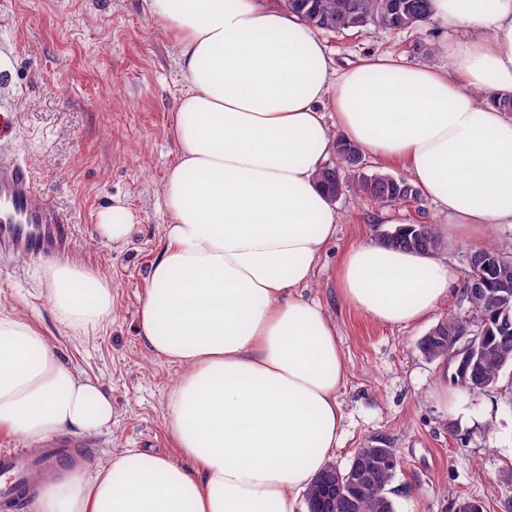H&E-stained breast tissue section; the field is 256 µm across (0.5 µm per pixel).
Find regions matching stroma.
Returning <instances> with one entry per match:
<instances>
[{"instance_id":"35a3bbf8","label":"stroma","mask_w":512,"mask_h":512,"mask_svg":"<svg viewBox=\"0 0 512 512\" xmlns=\"http://www.w3.org/2000/svg\"><path fill=\"white\" fill-rule=\"evenodd\" d=\"M458 28L432 18L389 31L374 25L320 31L339 66L390 53L412 64L443 65L442 41ZM187 86L179 51L149 0H0V149L26 160L46 197L67 219L69 259L112 282L110 318L76 337L57 323L42 290L46 260L17 255L0 265V304L25 315L74 373L98 381L112 400L110 429L84 434L91 462L126 448L176 456L163 425L178 366L141 342L145 276L166 245L171 218L162 186L178 155L173 136ZM339 224L303 295L336 325L349 372L340 401L344 437L332 461L355 449L391 448L400 460L391 496L397 512H456L477 498L505 512L512 493V367L478 395H464L468 419L439 402V364L419 343L439 322L463 314L470 240L446 242L456 280L448 298L418 323L382 325L351 309L337 268L345 252L392 231L389 206L351 192L336 198ZM124 207L135 228L104 239L101 212Z\"/></svg>"}]
</instances>
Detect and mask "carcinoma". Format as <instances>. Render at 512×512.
I'll return each instance as SVG.
<instances>
[{"label": "carcinoma", "mask_w": 512, "mask_h": 512, "mask_svg": "<svg viewBox=\"0 0 512 512\" xmlns=\"http://www.w3.org/2000/svg\"><path fill=\"white\" fill-rule=\"evenodd\" d=\"M289 12L300 16L315 29L340 31L375 25L388 30L411 28L427 22L431 17V0H283ZM364 151L357 145L337 142L336 161L318 173L321 187L329 194L339 196L343 191L383 205H399L419 197V191L405 178L391 173L363 171ZM397 234L391 246L405 251L441 252L444 242L429 224H417L414 229L395 227ZM470 254L480 258L491 256L494 263L486 272L488 285L476 292L464 289L469 309L488 315L483 329L463 324L456 318L441 321L435 335L442 337L443 345L453 347L459 338L472 340V370L478 382L492 387L502 371L512 365V310L507 312L498 304L500 296L512 294V257L489 247H478ZM377 449L360 448L356 456L366 457L371 463L362 467L349 462L345 469L351 472L345 496L336 499V512H396L390 485L397 468L376 459ZM384 487L382 496L372 491L373 486Z\"/></svg>", "instance_id": "1"}]
</instances>
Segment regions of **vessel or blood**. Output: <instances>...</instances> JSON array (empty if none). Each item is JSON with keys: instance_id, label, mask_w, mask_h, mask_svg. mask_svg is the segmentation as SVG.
Wrapping results in <instances>:
<instances>
[{"instance_id": "1", "label": "vessel or blood", "mask_w": 512, "mask_h": 512, "mask_svg": "<svg viewBox=\"0 0 512 512\" xmlns=\"http://www.w3.org/2000/svg\"><path fill=\"white\" fill-rule=\"evenodd\" d=\"M69 249L66 221L44 197L32 169L20 160L0 157V257L55 258ZM76 446L72 439H58L38 460L20 451L0 452V474L8 478L0 496L12 500L19 492H30L45 467L64 470L84 461Z\"/></svg>"}]
</instances>
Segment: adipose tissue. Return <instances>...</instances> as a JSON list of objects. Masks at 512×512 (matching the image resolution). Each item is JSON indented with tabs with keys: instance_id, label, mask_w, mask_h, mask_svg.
I'll return each instance as SVG.
<instances>
[{
	"instance_id": "adipose-tissue-1",
	"label": "adipose tissue",
	"mask_w": 512,
	"mask_h": 512,
	"mask_svg": "<svg viewBox=\"0 0 512 512\" xmlns=\"http://www.w3.org/2000/svg\"><path fill=\"white\" fill-rule=\"evenodd\" d=\"M179 48L187 87L178 156L163 183L172 222L139 311L148 350L182 367L166 400L177 458L129 448L44 479L31 512H297L343 433L347 382L336 328L301 293L338 214L316 181L336 139L403 162L448 222L444 238L512 224V0H432V13L485 36L447 43L450 66L389 54L341 67L313 27L274 0H150ZM435 254L350 248L344 301L410 325L447 299ZM57 322L78 335L112 313V284L65 259L45 271ZM112 423L99 384L0 306V430L40 446Z\"/></svg>"
}]
</instances>
